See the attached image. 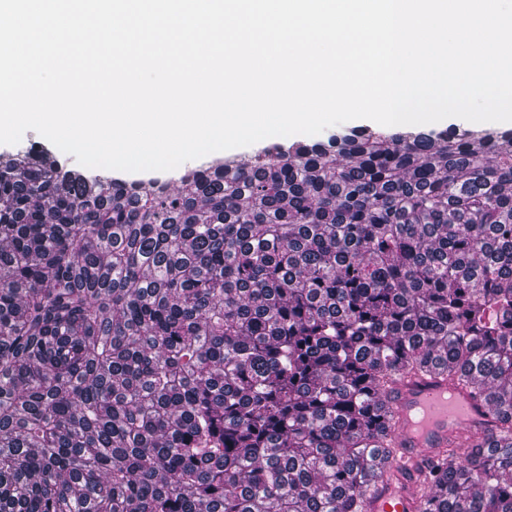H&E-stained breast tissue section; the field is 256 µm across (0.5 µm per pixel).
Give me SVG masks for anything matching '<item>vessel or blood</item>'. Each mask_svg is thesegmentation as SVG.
Masks as SVG:
<instances>
[{
	"label": "vessel or blood",
	"mask_w": 512,
	"mask_h": 512,
	"mask_svg": "<svg viewBox=\"0 0 512 512\" xmlns=\"http://www.w3.org/2000/svg\"><path fill=\"white\" fill-rule=\"evenodd\" d=\"M383 401L391 417L389 437L398 452L381 464L391 471L392 480L366 489L365 508L420 512L421 499L415 491L419 473L427 472L449 441L464 439L470 447H486L481 428L492 423V414L470 389L449 384L437 371L390 380Z\"/></svg>",
	"instance_id": "obj_1"
}]
</instances>
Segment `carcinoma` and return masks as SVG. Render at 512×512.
Segmentation results:
<instances>
[{
  "instance_id": "1",
  "label": "carcinoma",
  "mask_w": 512,
  "mask_h": 512,
  "mask_svg": "<svg viewBox=\"0 0 512 512\" xmlns=\"http://www.w3.org/2000/svg\"><path fill=\"white\" fill-rule=\"evenodd\" d=\"M127 183L0 155V512H365L382 393L494 411L422 512H512V130L273 143Z\"/></svg>"
}]
</instances>
